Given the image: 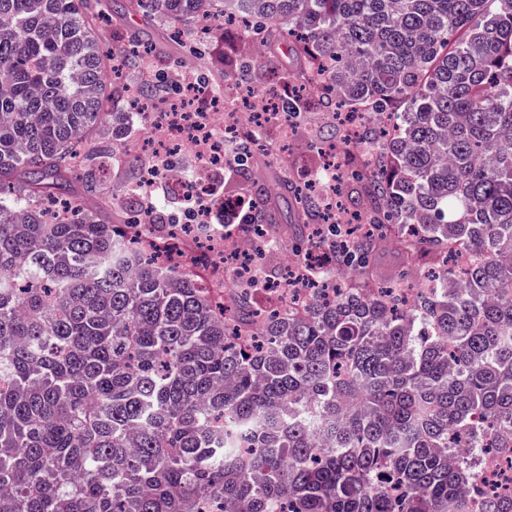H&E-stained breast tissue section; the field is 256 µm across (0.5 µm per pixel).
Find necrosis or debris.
I'll return each instance as SVG.
<instances>
[{
    "label": "necrosis or debris",
    "mask_w": 512,
    "mask_h": 512,
    "mask_svg": "<svg viewBox=\"0 0 512 512\" xmlns=\"http://www.w3.org/2000/svg\"><path fill=\"white\" fill-rule=\"evenodd\" d=\"M193 105L189 112H151L146 116L148 131L135 144L143 157L141 184H166L173 200L192 199L194 224L206 223L208 217L220 214L232 227L224 237L201 245L193 231L194 225H177L162 238H146L148 252L165 264L175 265L185 273L199 268L210 271L208 284L216 298H223L225 290L259 283L262 288L260 306L269 311L284 301L300 305L310 296L308 277L316 270L326 275V287H334L335 252L319 245L301 259L288 264L283 279L257 281L256 269L265 253L266 236L257 227L238 223V201L234 198H216L210 194L209 177L223 176L232 165L226 156L224 144L243 134H253L276 126V144L287 147L294 137L293 124L277 119L270 110L267 98L245 96L240 82L225 84L223 100H215L205 86L191 85L188 89ZM371 117L364 112L341 119L340 134L323 145L319 163L328 175V181L319 192L326 202L325 211L331 223L350 229L352 217L336 206V187L340 184L348 146L358 141L361 126ZM185 153L196 164L199 175L189 178L183 170L169 166L168 157Z\"/></svg>",
    "instance_id": "1"
}]
</instances>
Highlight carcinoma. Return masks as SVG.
Instances as JSON below:
<instances>
[{"mask_svg":"<svg viewBox=\"0 0 512 512\" xmlns=\"http://www.w3.org/2000/svg\"><path fill=\"white\" fill-rule=\"evenodd\" d=\"M247 17L240 42L288 89V115L391 112L366 128L345 209L393 232L432 285L409 307L337 238L313 188L275 192L243 145L244 223L300 255L336 249L332 301L217 308L198 275L131 246L142 186L96 191L128 130L130 87L102 0H0V512H470L480 457L512 449V0H129L165 32ZM122 67L155 40L117 31ZM166 85L137 88L160 101ZM479 257L455 274L448 245ZM512 512V497L479 500Z\"/></svg>","mask_w":512,"mask_h":512,"instance_id":"obj_1","label":"carcinoma"}]
</instances>
